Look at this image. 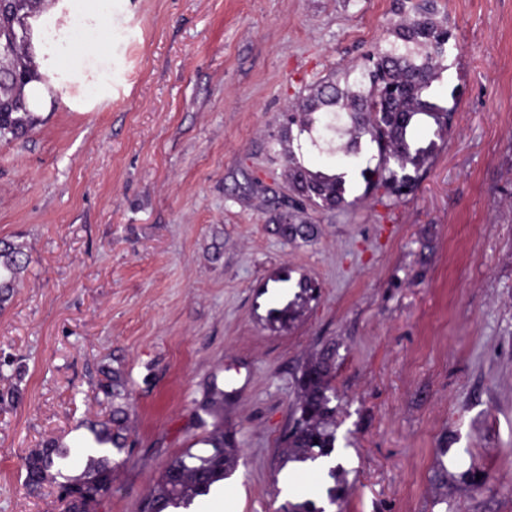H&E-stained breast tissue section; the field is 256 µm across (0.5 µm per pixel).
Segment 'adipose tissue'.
<instances>
[{
  "label": "adipose tissue",
  "mask_w": 512,
  "mask_h": 512,
  "mask_svg": "<svg viewBox=\"0 0 512 512\" xmlns=\"http://www.w3.org/2000/svg\"><path fill=\"white\" fill-rule=\"evenodd\" d=\"M130 0H52L33 13L31 54L37 64L25 94L30 111H49L62 100L85 112L112 95V58L95 47L103 33L114 32Z\"/></svg>",
  "instance_id": "obj_1"
}]
</instances>
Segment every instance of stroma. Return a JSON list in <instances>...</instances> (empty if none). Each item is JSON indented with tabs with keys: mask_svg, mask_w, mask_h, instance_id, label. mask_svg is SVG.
Masks as SVG:
<instances>
[{
	"mask_svg": "<svg viewBox=\"0 0 512 512\" xmlns=\"http://www.w3.org/2000/svg\"><path fill=\"white\" fill-rule=\"evenodd\" d=\"M457 38L435 83L453 127L397 204L362 177L357 207L302 214L285 240L288 106L360 66L394 0H130L110 99L40 113L0 142V240L27 270L0 310V512H67L29 494L22 459L48 439L86 463L102 365L121 364L131 445L91 512H136L202 431L207 381L231 394L235 473L194 512H278L323 482L275 471L299 365L332 343L335 455L347 492L326 512H512V0H439ZM261 193L247 194V181ZM314 294L288 324L271 310ZM488 473L480 490L460 480Z\"/></svg>",
	"mask_w": 512,
	"mask_h": 512,
	"instance_id": "obj_1",
	"label": "stroma"
}]
</instances>
